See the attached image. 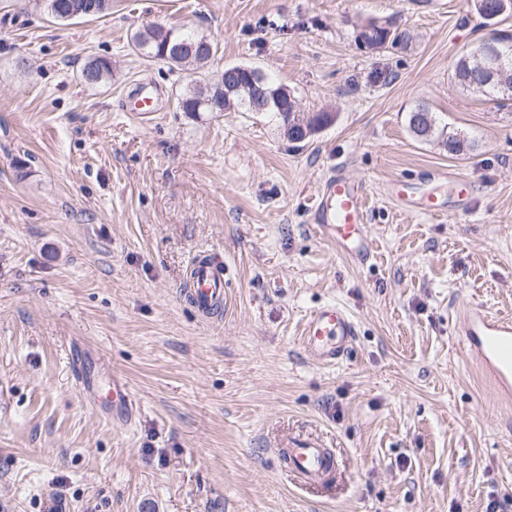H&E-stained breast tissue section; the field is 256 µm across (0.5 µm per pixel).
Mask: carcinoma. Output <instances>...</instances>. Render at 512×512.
Masks as SVG:
<instances>
[{"instance_id":"carcinoma-1","label":"carcinoma","mask_w":512,"mask_h":512,"mask_svg":"<svg viewBox=\"0 0 512 512\" xmlns=\"http://www.w3.org/2000/svg\"><path fill=\"white\" fill-rule=\"evenodd\" d=\"M69 0H47V9L51 18L59 22L71 21V16L67 12L65 5ZM369 39L381 43L389 44L393 47L402 44L408 45L410 37L406 32L398 33L391 29L387 23L369 22ZM204 36H192L183 32L179 28L161 27L147 25L138 30L133 36L135 50L145 61H161L171 66L200 67L208 63L217 53L218 46L212 45L202 53L178 54L174 48L178 44L185 42H203ZM498 51L503 58V69L505 73L503 80L512 84V43L501 41L496 35L492 34L481 38L471 49L469 56L476 54H485L489 51ZM241 71L234 75H222L221 77L208 81L203 84L193 83L179 94L178 107L181 111L192 114L194 112H209L211 108L208 102L216 95L224 97V105L229 106L236 112L253 111L252 102L257 96H262L267 101L266 111L276 114L281 120L283 126L294 120L292 107L295 105V98L287 88L275 84L258 67L251 65H239ZM111 62L105 58L94 57L89 59L82 67L81 72H90L94 76L93 83L98 84L106 77L111 75ZM459 85L473 93H480L484 96L500 92L501 86L497 81L485 83L481 80L480 72L477 70H468L458 80ZM409 130L413 136L422 141L439 140L450 152L459 153L463 151L464 142L448 134L447 127L439 126L436 118L429 108L424 105H418L411 112L409 118Z\"/></svg>"}]
</instances>
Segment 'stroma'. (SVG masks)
I'll return each mask as SVG.
<instances>
[{
	"label": "stroma",
	"mask_w": 512,
	"mask_h": 512,
	"mask_svg": "<svg viewBox=\"0 0 512 512\" xmlns=\"http://www.w3.org/2000/svg\"><path fill=\"white\" fill-rule=\"evenodd\" d=\"M370 20L413 39L362 48ZM150 23L218 52L182 73L143 61ZM490 31L475 0H112L69 23L0 0V512L59 494L65 512H512V404L455 334L472 304L512 317V99L454 76ZM92 57L112 75L88 87ZM229 64L332 123L297 147L271 112H180ZM142 83L162 91L147 120L123 109ZM420 104L464 151L412 135ZM438 168L478 185L470 215L448 181L438 216L390 197ZM336 170L367 188L362 265L311 222ZM202 253L228 297L208 318L184 294ZM331 302L358 336L324 365L301 333ZM79 353L126 382L131 426L87 401ZM291 437L333 453L330 480L288 471Z\"/></svg>",
	"instance_id": "1"
}]
</instances>
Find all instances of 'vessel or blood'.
Returning a JSON list of instances; mask_svg holds the SVG:
<instances>
[{"mask_svg": "<svg viewBox=\"0 0 512 512\" xmlns=\"http://www.w3.org/2000/svg\"><path fill=\"white\" fill-rule=\"evenodd\" d=\"M155 100L154 89L141 84L137 86L127 109L137 116L146 117L155 112ZM435 177L439 180L448 178L443 170L436 171ZM451 181L460 206L459 213L467 215L475 186L461 177ZM391 194L402 205L418 204L423 214L435 215L442 209L439 198L431 193L417 199L401 185L395 184L391 187ZM367 198V191L361 183L336 172L322 184L311 215V221L319 231L336 241L342 253L355 262L364 261L369 256ZM186 295L190 304L204 315L211 314L224 302V274L209 255L199 256L194 262ZM457 332L468 355L492 379L496 398L511 401L512 319L498 317L483 306L472 305L461 316ZM356 334L355 322L346 308L332 302L310 315L302 345L316 362L334 364L348 353ZM111 391L113 413L132 410L133 399L124 381L112 379ZM284 453L289 470L307 481L322 477L335 466L334 458L313 439H289Z\"/></svg>", "mask_w": 512, "mask_h": 512, "instance_id": "1", "label": "vessel or blood"}]
</instances>
